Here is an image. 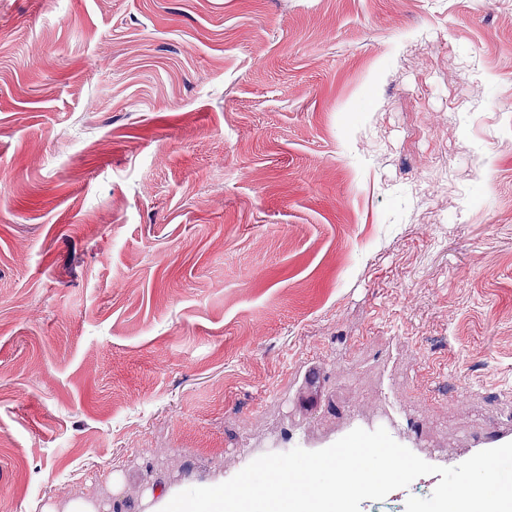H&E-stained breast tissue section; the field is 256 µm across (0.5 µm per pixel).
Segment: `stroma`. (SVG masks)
I'll use <instances>...</instances> for the list:
<instances>
[{
  "label": "stroma",
  "mask_w": 512,
  "mask_h": 512,
  "mask_svg": "<svg viewBox=\"0 0 512 512\" xmlns=\"http://www.w3.org/2000/svg\"><path fill=\"white\" fill-rule=\"evenodd\" d=\"M380 427L512 442V0H0V512Z\"/></svg>",
  "instance_id": "obj_1"
}]
</instances>
